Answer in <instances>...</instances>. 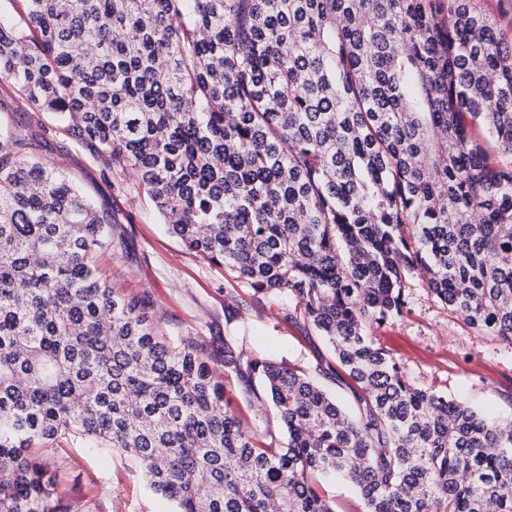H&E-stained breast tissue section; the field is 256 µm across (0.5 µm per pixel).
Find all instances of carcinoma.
Segmentation results:
<instances>
[{
    "instance_id": "1",
    "label": "carcinoma",
    "mask_w": 512,
    "mask_h": 512,
    "mask_svg": "<svg viewBox=\"0 0 512 512\" xmlns=\"http://www.w3.org/2000/svg\"><path fill=\"white\" fill-rule=\"evenodd\" d=\"M11 2L0 81L331 359L311 376L224 339L286 441L256 435L197 337L100 270L112 213L0 126V512H69L35 451L71 436L173 512H338L327 477L354 512H512V418L414 386L370 336L415 275L512 344V33L472 0ZM327 490L330 496L336 499V509L352 512L359 505V498L354 489L346 483L326 480Z\"/></svg>"
}]
</instances>
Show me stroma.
Masks as SVG:
<instances>
[{
    "instance_id": "obj_1",
    "label": "stroma",
    "mask_w": 512,
    "mask_h": 512,
    "mask_svg": "<svg viewBox=\"0 0 512 512\" xmlns=\"http://www.w3.org/2000/svg\"><path fill=\"white\" fill-rule=\"evenodd\" d=\"M40 120L41 158L80 183L96 203L112 212L113 243L101 258L110 283L120 291L149 293L169 332L198 337L213 352L225 339L246 351L302 368L327 355L323 340L289 318L287 307L232 280L224 271L188 251L169 234L137 179L119 173L105 178L100 165L66 137L55 133L53 114L32 115L14 88L0 83V122ZM402 315L373 329L416 386L465 399L483 411L512 415V345L467 325L438 302L418 278L408 280ZM224 402L257 433L278 430L266 393L244 398L237 382L224 384ZM62 462L58 491L72 512H170V504L146 487L130 460L88 447L81 438L56 443Z\"/></svg>"
}]
</instances>
